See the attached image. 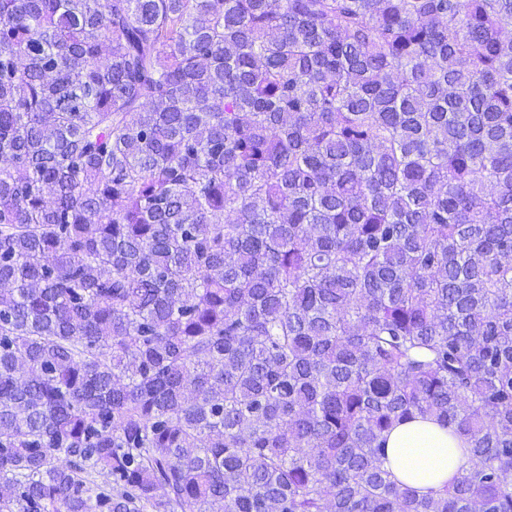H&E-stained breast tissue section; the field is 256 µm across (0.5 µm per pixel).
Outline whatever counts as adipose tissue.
I'll return each instance as SVG.
<instances>
[{"label": "adipose tissue", "mask_w": 512, "mask_h": 512, "mask_svg": "<svg viewBox=\"0 0 512 512\" xmlns=\"http://www.w3.org/2000/svg\"><path fill=\"white\" fill-rule=\"evenodd\" d=\"M384 466L419 492L442 489L468 466L466 442L434 419L415 417L386 437Z\"/></svg>", "instance_id": "adipose-tissue-1"}]
</instances>
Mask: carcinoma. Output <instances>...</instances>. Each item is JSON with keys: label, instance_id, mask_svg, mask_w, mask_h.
<instances>
[{"label": "carcinoma", "instance_id": "cac0c4a2", "mask_svg": "<svg viewBox=\"0 0 512 512\" xmlns=\"http://www.w3.org/2000/svg\"><path fill=\"white\" fill-rule=\"evenodd\" d=\"M512 0H0V512H512ZM469 444L421 494L384 434Z\"/></svg>", "mask_w": 512, "mask_h": 512}]
</instances>
